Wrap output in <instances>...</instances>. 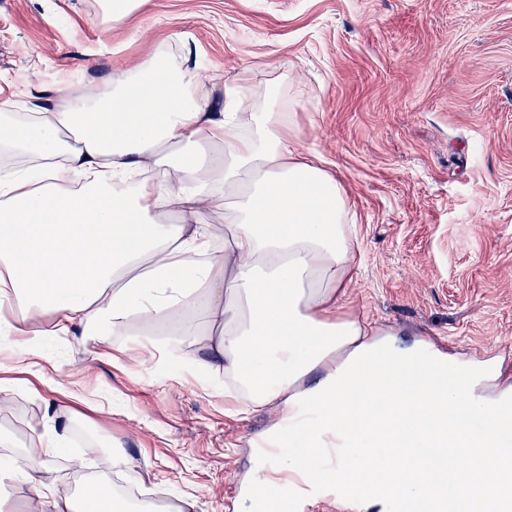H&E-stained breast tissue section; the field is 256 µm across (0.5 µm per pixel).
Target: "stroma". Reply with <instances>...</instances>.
<instances>
[{"label": "stroma", "mask_w": 512, "mask_h": 512, "mask_svg": "<svg viewBox=\"0 0 512 512\" xmlns=\"http://www.w3.org/2000/svg\"><path fill=\"white\" fill-rule=\"evenodd\" d=\"M160 48L191 51L215 112L225 84L254 102L279 85L299 143L358 215L353 311L400 347L430 340L512 384V0H147L118 23L98 0H0V110L119 79ZM120 343L114 359L88 336L46 338L8 374L0 432L23 445L72 390L86 401L71 407L60 489L77 457L119 483L99 466L111 442L165 510L189 494L197 512H251V444L275 413L240 418L223 379Z\"/></svg>", "instance_id": "stroma-1"}]
</instances>
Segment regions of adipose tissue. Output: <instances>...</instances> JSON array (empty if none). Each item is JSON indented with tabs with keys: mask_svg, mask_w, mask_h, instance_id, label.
<instances>
[{
	"mask_svg": "<svg viewBox=\"0 0 512 512\" xmlns=\"http://www.w3.org/2000/svg\"><path fill=\"white\" fill-rule=\"evenodd\" d=\"M196 88L187 59L159 50L54 108L0 113V334L25 354L48 333L93 327L106 348L139 336L193 374L223 378L238 413L279 411L271 433L288 451L253 472L255 498L273 490L269 470L308 474L327 440L339 450L327 474L336 485L378 477L416 501L442 475L459 499L497 497L498 437L512 424L480 396L492 372L421 360L340 314L356 276V213L340 177L299 147L276 89L246 112L226 88L215 114ZM320 367L325 378L303 386ZM410 375L413 397L400 391ZM61 412L46 406L20 448L0 435V512H130L107 491L59 490ZM479 416L482 441L461 438ZM415 460L424 474L406 480ZM15 483L30 505L9 502Z\"/></svg>",
	"mask_w": 512,
	"mask_h": 512,
	"instance_id": "1",
	"label": "adipose tissue"
}]
</instances>
